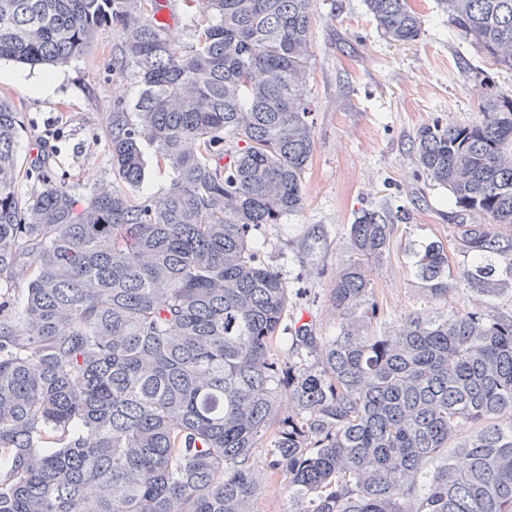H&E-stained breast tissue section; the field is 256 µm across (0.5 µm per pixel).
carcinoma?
Returning <instances> with one entry per match:
<instances>
[{"label": "carcinoma", "mask_w": 512, "mask_h": 512, "mask_svg": "<svg viewBox=\"0 0 512 512\" xmlns=\"http://www.w3.org/2000/svg\"><path fill=\"white\" fill-rule=\"evenodd\" d=\"M365 3L388 40L420 36L410 0ZM197 4L183 46L150 22L157 0H0V59L64 64L115 27V70L140 86L134 113H112L115 180L79 216L61 183L19 194L21 120L0 98V512H255L258 448L288 479L286 512H512V317L419 312L371 330L370 264L394 225L364 209L329 290L336 335L286 324L256 232L302 208L314 0ZM438 4L512 72V0ZM475 77L478 119L413 140L455 217L488 220L456 225L461 269L440 240L412 250L435 301L459 279L512 288V94ZM144 141L171 173L145 200ZM324 237L311 227L307 253Z\"/></svg>", "instance_id": "obj_1"}]
</instances>
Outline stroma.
I'll return each mask as SVG.
<instances>
[{
  "mask_svg": "<svg viewBox=\"0 0 512 512\" xmlns=\"http://www.w3.org/2000/svg\"><path fill=\"white\" fill-rule=\"evenodd\" d=\"M424 24L411 43L387 40L364 0H316L305 95L312 102L316 147L305 174L303 207L279 224L264 225L265 259L292 289L294 317L311 321L323 335L336 333L338 317L329 289L350 256L346 228L362 208L384 211L395 231L390 252L371 273L381 309L377 327L397 326L426 309L512 315V291L493 297L457 284L447 301L432 302L414 286L407 263L410 243L438 239L454 263L456 219L446 189L418 167L412 142L424 124L475 120L483 96L469 68L481 65L477 47L448 32L437 0H414ZM120 35L99 32L90 51L69 63L31 68L0 59V97L21 116L17 157L25 172L21 194L40 189L43 178L64 183L74 212H82L97 184L111 181L108 133L116 109L133 111L139 87L131 71L116 72ZM54 94L34 92L45 75ZM327 235L316 255L300 243L313 225Z\"/></svg>",
  "mask_w": 512,
  "mask_h": 512,
  "instance_id": "stroma-1",
  "label": "stroma"
}]
</instances>
